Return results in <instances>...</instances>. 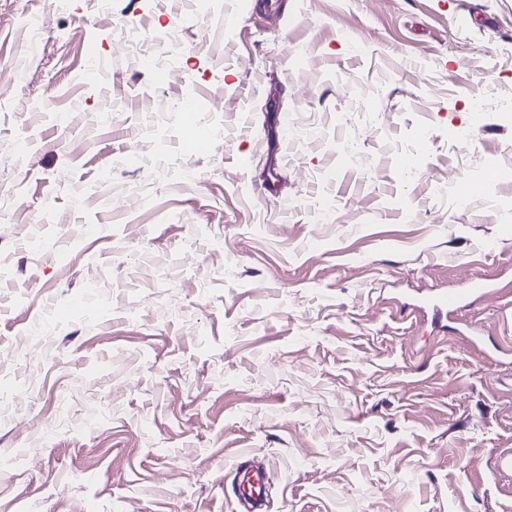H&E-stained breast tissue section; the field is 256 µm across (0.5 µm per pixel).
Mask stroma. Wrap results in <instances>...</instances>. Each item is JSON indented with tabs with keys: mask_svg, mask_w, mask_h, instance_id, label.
<instances>
[{
	"mask_svg": "<svg viewBox=\"0 0 512 512\" xmlns=\"http://www.w3.org/2000/svg\"><path fill=\"white\" fill-rule=\"evenodd\" d=\"M192 12L0 0V512H512V216L402 177L512 166V0ZM460 307V298L453 292H444L429 299L425 300L420 306V309L432 308L437 312L446 311L447 314H452ZM248 455L240 452L235 456V464L230 472L243 474V494L249 500L251 507L248 512H260L262 509L263 494L268 481L265 469H249L247 466Z\"/></svg>",
	"mask_w": 512,
	"mask_h": 512,
	"instance_id": "1",
	"label": "stroma"
}]
</instances>
